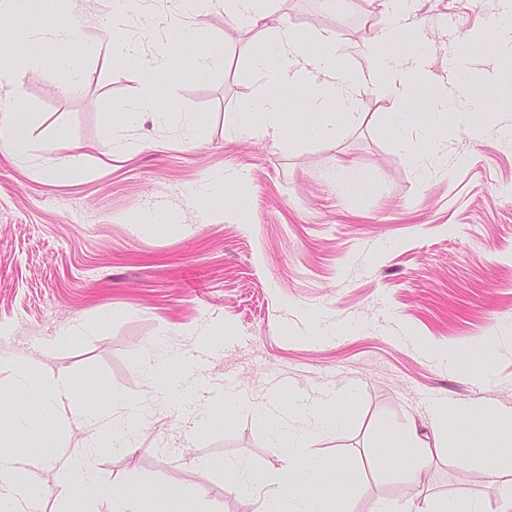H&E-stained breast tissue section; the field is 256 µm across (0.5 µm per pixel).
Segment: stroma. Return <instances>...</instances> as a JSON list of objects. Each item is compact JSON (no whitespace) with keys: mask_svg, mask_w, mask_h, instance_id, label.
<instances>
[{"mask_svg":"<svg viewBox=\"0 0 512 512\" xmlns=\"http://www.w3.org/2000/svg\"><path fill=\"white\" fill-rule=\"evenodd\" d=\"M273 8L307 36L308 53L320 50L315 33L359 45L387 27V50L413 54L431 44L427 67L444 78L448 43L463 45L461 91L482 106L465 131L449 114L447 174L420 175L424 140L415 128L395 132L398 103L386 89L359 92L357 118L332 147L299 135L308 117L291 89L283 92L289 109L279 139L259 128L240 136L239 105L259 83L252 60L268 38L226 19L219 5L186 16L178 0H158L122 29L138 50L129 62L92 40L108 0H34L9 23L12 57L38 55L49 66L25 84L28 155L0 149V354L53 340L49 362L71 372L85 405L141 400L148 427L136 463L101 449L104 482L166 484L204 493L222 512H256L254 499L226 488L221 464L277 466L266 411L273 393L281 420L305 435L325 484L337 470L354 474L338 512L425 496L478 498L496 512L512 492V474L475 462L479 427L465 435L452 422L431 430L438 400L477 404L512 422V148L491 133L512 116V76L492 44L471 40L492 32L494 18L486 0H415L409 26L390 24L382 0H275ZM65 21L82 30L70 49L88 72L69 89L51 64L53 48L24 37L32 26ZM190 28L222 41L224 67L205 80L173 72L159 105L199 116L196 142L145 118L110 126L109 114L138 94L143 66L158 51L180 53ZM57 130L75 146L80 169L51 172ZM116 134L130 151L111 158L105 143ZM345 165L368 172V190L341 187ZM229 168L242 174L240 184L204 202L189 198L193 185ZM154 211L179 221L138 229ZM77 321L93 335L58 341ZM201 332L215 337L207 384L240 401L199 399L209 425L192 430L146 397L140 365L158 345L199 353ZM430 348L489 366L494 382L437 364ZM302 394L324 400L340 426L310 428L292 411ZM412 429L428 445V463L413 479L393 442Z\"/></svg>","mask_w":512,"mask_h":512,"instance_id":"1","label":"stroma"}]
</instances>
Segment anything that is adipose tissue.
<instances>
[{"label": "adipose tissue", "instance_id": "ef3b65f1", "mask_svg": "<svg viewBox=\"0 0 512 512\" xmlns=\"http://www.w3.org/2000/svg\"><path fill=\"white\" fill-rule=\"evenodd\" d=\"M272 3L273 0H224L226 17L250 29L263 27L273 36L270 46L254 61L261 84L241 106L247 115L259 118L267 136H280L288 110L278 88L304 91V110L310 118L306 130L331 146L336 142L339 126L355 121L359 91L385 80L402 106L395 114L398 125H416L425 135L427 150L421 171L447 172V113L452 110L459 118H466L470 105L449 95L443 86L425 112L405 111V104L430 80L421 55L384 54L382 47L389 41L385 29L359 46L338 40L329 32L319 33L315 39L322 44V51L313 56L302 54L301 38L291 29L275 25ZM74 36V29L62 24H39L25 33L32 44L53 46L54 64L64 66L71 83L77 84L84 80L85 70L69 52ZM184 57L186 67L203 79L223 67L224 48L211 34L196 31L186 42ZM157 98L151 75H144L139 95L122 108L123 118L146 116L159 127L174 123L184 139H194L196 115L185 112L172 118L169 112L158 108ZM174 363L180 366L175 373L170 370ZM0 364L10 371L12 379L7 390L11 407L6 423L0 425V441L25 433L36 417L48 411L55 413L58 422L57 431L45 435L48 455L0 453V512H30L33 499L45 489L42 475L50 468L57 472L55 492L63 500L92 498L107 503L109 512H148L147 501L160 498L168 502L171 512H218L216 506L205 505L201 493L188 498L165 485L137 493L120 482H102L96 476L94 448L70 442L71 432L88 430L93 439L107 442L124 457H132L136 437L147 427L139 401L122 400L116 412L93 409L78 402L75 381L65 370L38 372L28 357H11ZM202 369V363L193 358L164 350L154 353L144 366L146 378L159 399L187 417L204 390ZM275 446L279 465L269 472L258 474L243 464L225 463L229 487L257 494L258 512H332L340 487L352 482V474L343 473L339 486L321 494V469L311 461L301 440L280 433Z\"/></svg>", "mask_w": 512, "mask_h": 512}]
</instances>
